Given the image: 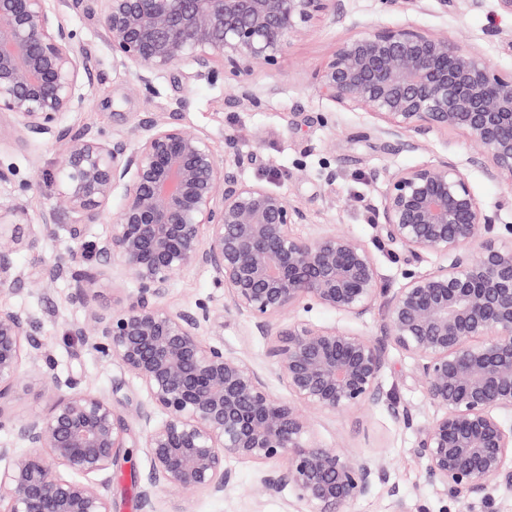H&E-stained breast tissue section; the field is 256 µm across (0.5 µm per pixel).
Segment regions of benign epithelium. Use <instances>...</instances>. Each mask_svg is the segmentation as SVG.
<instances>
[{"label":"benign epithelium","mask_w":512,"mask_h":512,"mask_svg":"<svg viewBox=\"0 0 512 512\" xmlns=\"http://www.w3.org/2000/svg\"><path fill=\"white\" fill-rule=\"evenodd\" d=\"M112 59L135 68L149 89L161 72L188 66L199 77L229 69L238 108L253 65H273L318 17L345 18L344 0H102ZM91 65L47 0H0V112L27 133L65 142L52 212L76 215L77 247L55 268L69 270L73 299L88 310L74 334L140 381L141 447L150 468L141 512L154 490L224 494L231 461L263 468L257 494L286 490L305 512H349L386 479L377 458H350L315 438L307 411L336 413L386 402L404 425L413 415L384 391L388 347L414 360L432 419L417 428L415 455L445 494L512 487V224L483 209L454 161L398 169L375 220L406 253L404 283L385 301L381 337L283 316L315 308L360 319L383 289L375 258L355 237L295 231L306 214L261 182L239 176L241 158L219 159L208 140L177 119L142 120L136 144L71 135L57 125L77 109ZM319 92L337 106L384 121L383 133L411 148L433 132L463 131L494 179L512 187V77L496 75L473 51L415 27L370 28L340 43L322 67ZM122 201L107 237L86 240L112 194ZM49 227L0 225V289L20 282L12 256ZM427 255L446 263L412 269ZM118 262L136 284L118 312L93 303L105 268ZM210 269L224 309L252 319L288 388L273 395L247 360L205 342L215 317L205 302L173 310L172 276ZM38 322L0 309V428L29 448L5 446L0 512H112L101 477L136 443L128 417L108 398L65 381L50 408L15 420L5 413L25 368L38 366Z\"/></svg>","instance_id":"1"}]
</instances>
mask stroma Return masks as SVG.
Returning <instances> with one entry per match:
<instances>
[{
	"instance_id": "stroma-1",
	"label": "stroma",
	"mask_w": 512,
	"mask_h": 512,
	"mask_svg": "<svg viewBox=\"0 0 512 512\" xmlns=\"http://www.w3.org/2000/svg\"><path fill=\"white\" fill-rule=\"evenodd\" d=\"M344 22L326 17L293 38L277 64L256 66L249 80L253 105L229 108L226 99L235 93L233 79L217 74L207 80L180 66L158 75L151 89L139 88L134 69L117 64L101 26L102 0H49L60 21L75 35V42L94 64L89 99L80 110L64 114L61 127L85 129L107 140L135 143L141 119L176 115L186 129L208 138L216 155H223L227 135L242 131L235 148L243 156V179L261 182L282 193L292 206L302 209L307 221L298 225L301 236L313 237L336 229L363 241L376 257L381 287L398 288L405 267L399 245L387 240L372 221L371 204L385 189L388 172L449 158L465 166L469 184L486 208L501 206L503 221L512 223V192L487 171L470 165L473 147L461 132L432 133L418 149L399 148L380 131L372 114L357 108H339L316 92L319 70L337 46L368 28H416L448 36L486 60L498 73L512 74V16L500 13L496 0H407L390 8L381 0H344ZM64 147L50 136L23 131L10 113L0 112V167L13 169L10 181L0 182V216L39 223L52 215L51 231L33 249L14 257L25 277L14 290L0 291V307L36 318L49 358L39 371L20 381L7 415L23 419L46 411L50 399L44 391L53 379L75 378L118 404L129 416L146 407L142 385L117 362L71 335L86 309L72 300V282L62 277L50 287L40 285L45 267L73 248L67 231L73 214L53 213L55 189L49 176L59 169ZM334 180H327V172ZM223 309L224 290L214 282L210 269L175 275L164 299L175 310L193 309L196 302ZM209 342H223L226 351L248 360L267 380L271 391L288 399L285 384L266 355V342L251 321L225 311L220 325L204 330ZM401 405L411 409L414 426L396 420L384 405L336 413L313 412L314 432L322 443L352 458L381 457L388 478L371 495L356 501L351 512H393L395 496H402L409 512H512V488H489L485 496H445L426 479L425 468L413 452L417 425L433 415L417 381L413 361L399 350L389 353L384 381ZM150 461L145 449H128L118 467L106 475L105 493L113 497L112 512H139V492ZM233 481L223 496L204 492L174 496L156 489L160 512H300L287 493L272 491L255 497L261 476L257 466L233 463Z\"/></svg>"
}]
</instances>
